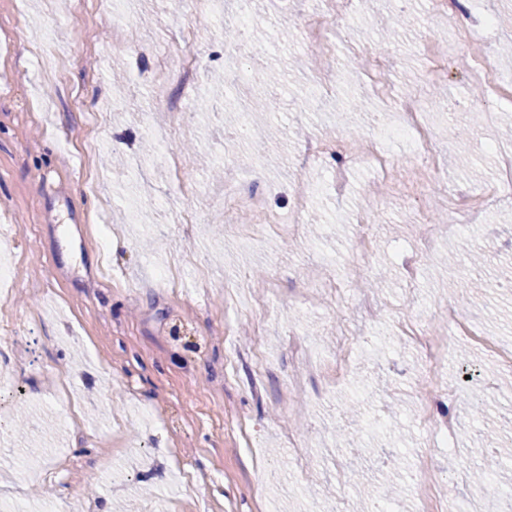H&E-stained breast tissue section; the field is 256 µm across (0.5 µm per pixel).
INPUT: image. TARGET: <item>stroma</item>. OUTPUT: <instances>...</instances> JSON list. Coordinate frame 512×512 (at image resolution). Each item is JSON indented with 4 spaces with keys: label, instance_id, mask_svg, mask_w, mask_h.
<instances>
[{
    "label": "stroma",
    "instance_id": "stroma-1",
    "mask_svg": "<svg viewBox=\"0 0 512 512\" xmlns=\"http://www.w3.org/2000/svg\"><path fill=\"white\" fill-rule=\"evenodd\" d=\"M474 7L493 28L457 31L427 0H354L326 49L303 36L318 0H224L219 18L207 0H121L136 55L113 45L98 0H0V249L13 256L0 321L15 320L0 333V512H352L361 474L376 500L417 512L428 451L446 512H479L476 460L512 448V368L490 349L512 347V197L491 191L512 102L469 72L482 57L512 67V0ZM242 21L247 40L228 42ZM187 31L200 77L176 128ZM435 59L448 71L430 83ZM318 82L324 97L303 108ZM387 85L446 101L429 114L443 184L484 205L483 223L427 256L411 143L383 135ZM258 99L268 108L239 141L231 115ZM362 132L382 139L390 176L351 167L334 195L340 139ZM311 138L328 151L296 169ZM241 164L273 213L307 183L293 234H256V215L218 201ZM359 220L372 227L364 260ZM329 272L339 296L321 286ZM450 302L474 337L441 322ZM416 319L448 338L428 401L402 331ZM344 333L359 339L347 376H312L305 403L284 405L289 337L326 356ZM424 413L451 416L448 439Z\"/></svg>",
    "mask_w": 512,
    "mask_h": 512
}]
</instances>
